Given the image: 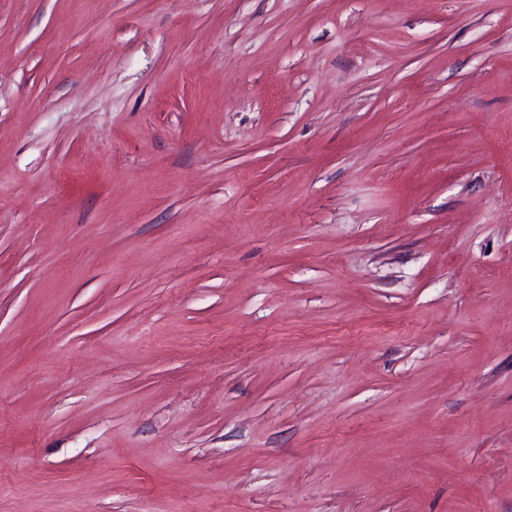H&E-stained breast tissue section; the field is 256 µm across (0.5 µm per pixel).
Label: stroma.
Here are the masks:
<instances>
[{
  "mask_svg": "<svg viewBox=\"0 0 512 512\" xmlns=\"http://www.w3.org/2000/svg\"><path fill=\"white\" fill-rule=\"evenodd\" d=\"M0 512H512V0H0Z\"/></svg>",
  "mask_w": 512,
  "mask_h": 512,
  "instance_id": "stroma-1",
  "label": "stroma"
}]
</instances>
